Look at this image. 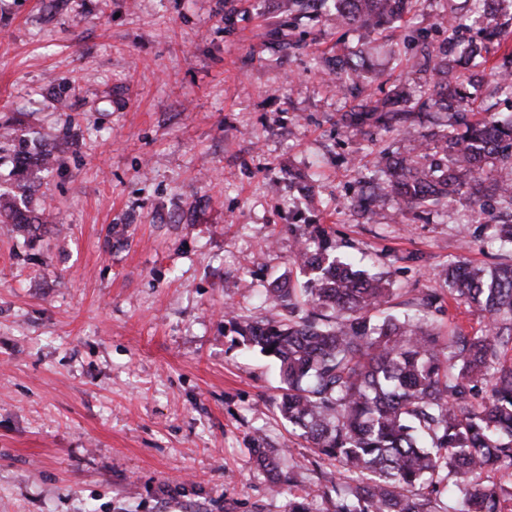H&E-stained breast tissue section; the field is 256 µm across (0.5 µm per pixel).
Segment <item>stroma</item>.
Segmentation results:
<instances>
[{
  "instance_id": "stroma-1",
  "label": "stroma",
  "mask_w": 512,
  "mask_h": 512,
  "mask_svg": "<svg viewBox=\"0 0 512 512\" xmlns=\"http://www.w3.org/2000/svg\"><path fill=\"white\" fill-rule=\"evenodd\" d=\"M450 6L470 19L468 0H418L386 45L285 0H0V123L36 148L79 134L31 199L52 224L0 223V512H286L307 490L274 365L224 311L271 316L264 288L316 224L388 271L397 305L441 292L448 261L493 262L464 198L365 223L361 180L416 143L336 123L329 59L366 49L377 98L414 86ZM260 438L297 465L289 495L257 471Z\"/></svg>"
}]
</instances>
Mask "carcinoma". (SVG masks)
Wrapping results in <instances>:
<instances>
[{
    "mask_svg": "<svg viewBox=\"0 0 512 512\" xmlns=\"http://www.w3.org/2000/svg\"><path fill=\"white\" fill-rule=\"evenodd\" d=\"M411 0H288L297 18L336 14L343 27L378 35L401 27ZM473 25L448 14V47L424 48L412 64V91L359 98L365 51L336 58V88L357 100L337 123L350 130L380 127L407 134L426 118L415 155H384L385 177L363 183L355 205L376 215L384 198L401 214L440 206L466 194L489 224L501 261L473 268L456 260L443 271L448 301L470 307L480 327L435 331L428 319L392 312L388 274H369L336 255L326 230L313 229L295 254L303 281H275L267 290L276 315L251 320L230 310L228 322L243 345L270 358L281 386L280 417L314 456L336 473L320 472L314 488L288 497L287 512H447L442 497L462 493L459 512H502L512 486L479 479L512 469V115L484 105L480 93L512 96V0H473ZM0 153L13 152L17 193L0 195V223L43 224L27 197L39 174L60 165L77 144L66 131L48 150H26L27 134L0 125ZM273 352H268V349ZM257 470L281 494L286 483L275 448H254Z\"/></svg>",
    "mask_w": 512,
    "mask_h": 512,
    "instance_id": "obj_1",
    "label": "carcinoma"
}]
</instances>
